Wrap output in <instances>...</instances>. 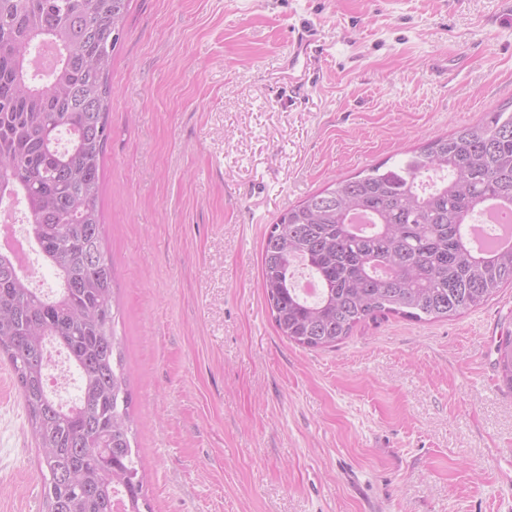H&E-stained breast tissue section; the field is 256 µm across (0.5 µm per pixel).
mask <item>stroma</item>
<instances>
[{
  "label": "stroma",
  "instance_id": "1",
  "mask_svg": "<svg viewBox=\"0 0 512 512\" xmlns=\"http://www.w3.org/2000/svg\"><path fill=\"white\" fill-rule=\"evenodd\" d=\"M110 85L99 206L153 512H512V287L325 350L261 288L289 206L512 103V0H131ZM0 512H47L1 361Z\"/></svg>",
  "mask_w": 512,
  "mask_h": 512
}]
</instances>
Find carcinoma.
Segmentation results:
<instances>
[{
	"instance_id": "cac0c4a2",
	"label": "carcinoma",
	"mask_w": 512,
	"mask_h": 512,
	"mask_svg": "<svg viewBox=\"0 0 512 512\" xmlns=\"http://www.w3.org/2000/svg\"><path fill=\"white\" fill-rule=\"evenodd\" d=\"M130 0H0V210L24 203L36 254L60 281L31 286L0 252V361L23 400L48 474V512H152L132 446L112 260L98 206L110 138L109 75ZM54 45L44 76L35 51ZM495 203L512 216V111L428 140L392 166L337 180L288 208L263 239L265 304L278 333L334 347L379 316L417 323L460 315L512 284V246L478 249L466 225ZM319 285H293L295 262ZM67 356L78 394L49 388V347ZM512 390V339L498 346Z\"/></svg>"
}]
</instances>
